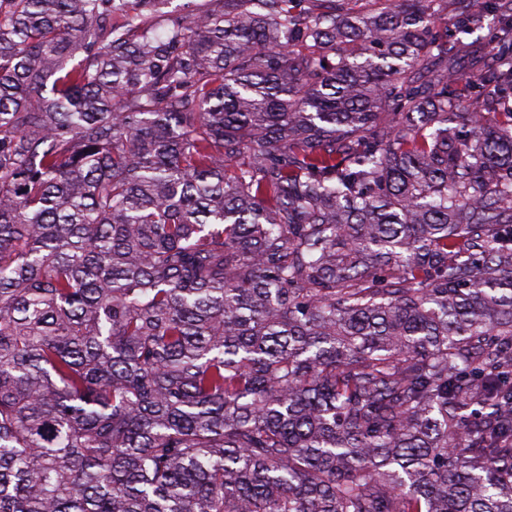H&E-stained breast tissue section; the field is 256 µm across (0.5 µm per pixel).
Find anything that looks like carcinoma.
Returning <instances> with one entry per match:
<instances>
[{"label":"carcinoma","mask_w":512,"mask_h":512,"mask_svg":"<svg viewBox=\"0 0 512 512\" xmlns=\"http://www.w3.org/2000/svg\"><path fill=\"white\" fill-rule=\"evenodd\" d=\"M168 2L0 0V512H512V0Z\"/></svg>","instance_id":"cac0c4a2"}]
</instances>
